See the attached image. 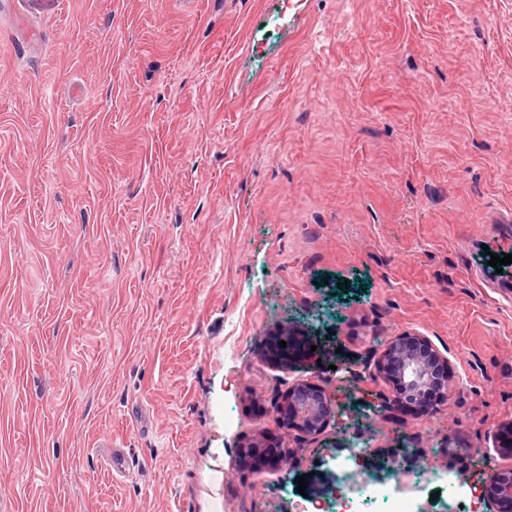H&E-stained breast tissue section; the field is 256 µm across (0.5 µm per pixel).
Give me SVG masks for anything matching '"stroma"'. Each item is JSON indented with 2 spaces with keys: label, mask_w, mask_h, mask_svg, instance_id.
Listing matches in <instances>:
<instances>
[{
  "label": "stroma",
  "mask_w": 512,
  "mask_h": 512,
  "mask_svg": "<svg viewBox=\"0 0 512 512\" xmlns=\"http://www.w3.org/2000/svg\"><path fill=\"white\" fill-rule=\"evenodd\" d=\"M23 13L0 0V512L327 508L356 451L427 512V455L496 512L512 0H58L34 42ZM318 329L336 351L272 359ZM406 334L453 387L399 429L371 375ZM300 384L342 409L319 435L279 418ZM287 342V347L282 346V348L288 351V347L290 345V337L282 336V339ZM272 357L280 362L284 363H296L304 360H308L313 357L314 352L311 351V340L307 338H295L292 339L291 349L288 351V354H284L281 349L280 340L277 339L272 343L270 347Z\"/></svg>",
  "instance_id": "obj_1"
}]
</instances>
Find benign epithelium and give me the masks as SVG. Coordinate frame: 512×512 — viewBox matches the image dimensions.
<instances>
[{"mask_svg":"<svg viewBox=\"0 0 512 512\" xmlns=\"http://www.w3.org/2000/svg\"><path fill=\"white\" fill-rule=\"evenodd\" d=\"M272 357L284 363H296L313 357L311 340L307 338L292 339L291 349L283 353L280 340H275L270 347ZM380 366L389 371L387 379L392 391L385 398L384 407L391 408L402 403L395 390L404 387L414 395L426 390L431 381L433 366L438 365L449 371L448 358L441 355L431 342L420 336H396L384 351ZM334 400L322 388L302 384L295 388L281 405L282 410H290L294 420L290 424L306 433L320 431L334 413ZM483 496L492 497L502 505L512 504V476L493 469L483 484Z\"/></svg>","mask_w":512,"mask_h":512,"instance_id":"7a95c632","label":"benign epithelium"}]
</instances>
